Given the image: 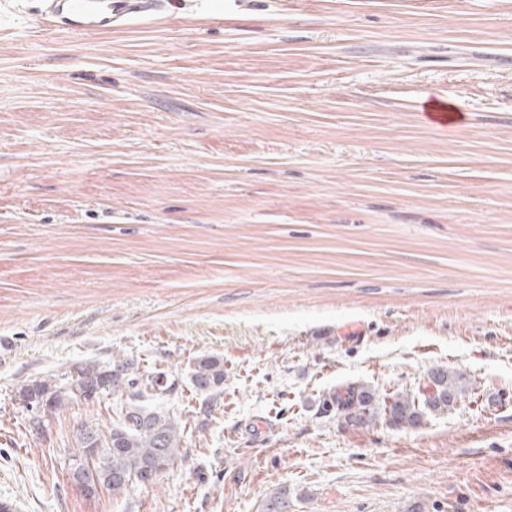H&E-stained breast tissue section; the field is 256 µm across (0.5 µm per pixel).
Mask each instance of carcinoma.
<instances>
[{"instance_id":"obj_1","label":"carcinoma","mask_w":512,"mask_h":512,"mask_svg":"<svg viewBox=\"0 0 512 512\" xmlns=\"http://www.w3.org/2000/svg\"><path fill=\"white\" fill-rule=\"evenodd\" d=\"M190 385L201 399L200 409L210 412L211 402L224 391V358L207 355L197 359L190 371ZM168 390L164 372L142 374L133 359L114 356L106 363L76 367L62 385L48 376L33 378L20 386L16 401L28 412L29 433L42 438L46 433L45 415L52 416L73 403L94 404L103 395L126 396L127 405L121 407L112 426L79 428L73 458L82 462L88 456L87 449L96 447L98 442L111 444L112 449L104 452L93 468L105 473L102 488L121 495L139 473L151 469L160 474L180 455L181 421L159 406L142 403L143 398H158ZM468 390L469 383L462 374L433 367L427 373V381L416 391H398L388 396L383 409L385 422L397 429L414 427L425 411L444 413ZM333 401L354 426L373 423L379 417L374 396L366 386H349L342 393L336 392ZM287 508L288 488L281 487L267 500L265 512H286Z\"/></svg>"}]
</instances>
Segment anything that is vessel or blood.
I'll return each instance as SVG.
<instances>
[{
    "label": "vessel or blood",
    "instance_id": "1",
    "mask_svg": "<svg viewBox=\"0 0 512 512\" xmlns=\"http://www.w3.org/2000/svg\"><path fill=\"white\" fill-rule=\"evenodd\" d=\"M156 0H48L40 21L72 35L109 32L131 17L151 14Z\"/></svg>",
    "mask_w": 512,
    "mask_h": 512
}]
</instances>
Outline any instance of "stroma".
<instances>
[{
	"label": "stroma",
	"mask_w": 512,
	"mask_h": 512,
	"mask_svg": "<svg viewBox=\"0 0 512 512\" xmlns=\"http://www.w3.org/2000/svg\"><path fill=\"white\" fill-rule=\"evenodd\" d=\"M0 0V499L15 512H512V0H162L107 34ZM447 99L464 130L420 116ZM224 359L199 410L189 373ZM166 372L181 455L84 497L82 423L15 401L112 356ZM471 392L346 424L434 366ZM333 401L350 425L360 426L376 422L379 417L373 405L374 396L369 387L349 386L344 392H336Z\"/></svg>",
	"instance_id": "stroma-1"
}]
</instances>
